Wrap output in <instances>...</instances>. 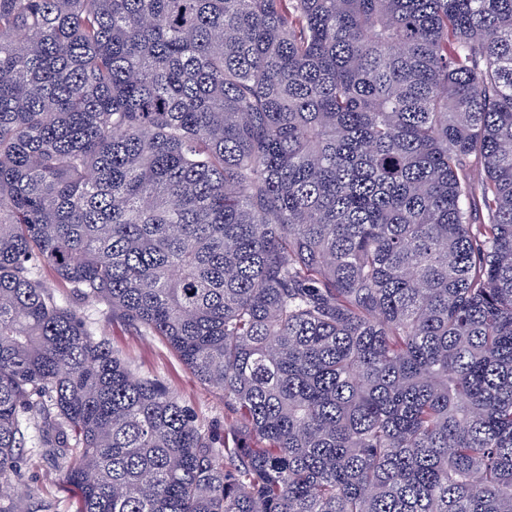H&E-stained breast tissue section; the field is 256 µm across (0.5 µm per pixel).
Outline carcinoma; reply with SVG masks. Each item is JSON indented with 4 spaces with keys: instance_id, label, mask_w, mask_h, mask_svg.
I'll return each mask as SVG.
<instances>
[{
    "instance_id": "cac0c4a2",
    "label": "carcinoma",
    "mask_w": 512,
    "mask_h": 512,
    "mask_svg": "<svg viewBox=\"0 0 512 512\" xmlns=\"http://www.w3.org/2000/svg\"><path fill=\"white\" fill-rule=\"evenodd\" d=\"M31 420L76 512H512V0H0V477ZM39 276L60 301L80 311L95 337L106 341L129 364L134 375L166 384L192 412L197 425L222 444L224 427L231 420L224 408L223 391L200 383L162 337L112 320V312L102 303L77 299L71 288L58 281L50 267H42Z\"/></svg>"
}]
</instances>
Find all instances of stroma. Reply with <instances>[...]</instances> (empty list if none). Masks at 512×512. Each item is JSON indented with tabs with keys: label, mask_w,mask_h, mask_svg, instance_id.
I'll use <instances>...</instances> for the list:
<instances>
[{
	"label": "stroma",
	"mask_w": 512,
	"mask_h": 512,
	"mask_svg": "<svg viewBox=\"0 0 512 512\" xmlns=\"http://www.w3.org/2000/svg\"><path fill=\"white\" fill-rule=\"evenodd\" d=\"M39 276L60 301L80 311L96 338L106 341L129 364L134 375L166 384L192 412L203 431L223 439L230 421L223 391L200 383L162 337L114 320L110 309L102 303L77 299L51 268H41ZM34 439V430H27L19 450L17 471L8 478V485L17 491L31 488L34 504L45 506L48 512H75L77 493L67 482L61 462L48 449L36 447Z\"/></svg>",
	"instance_id": "1"
}]
</instances>
